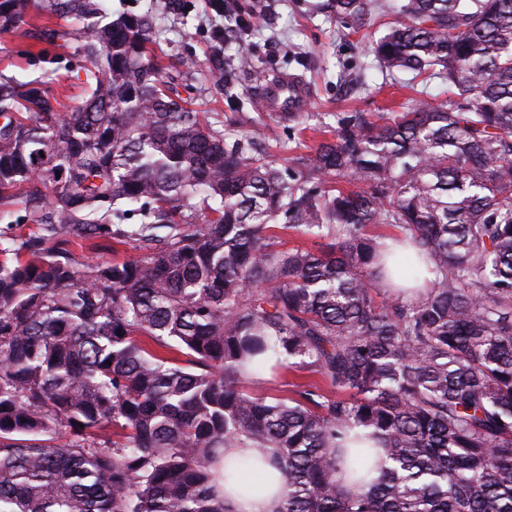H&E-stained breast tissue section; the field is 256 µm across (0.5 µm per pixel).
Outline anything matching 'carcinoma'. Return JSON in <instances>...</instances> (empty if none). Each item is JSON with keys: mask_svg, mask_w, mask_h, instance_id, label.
<instances>
[{"mask_svg": "<svg viewBox=\"0 0 512 512\" xmlns=\"http://www.w3.org/2000/svg\"><path fill=\"white\" fill-rule=\"evenodd\" d=\"M30 5L0 0V31ZM398 14L379 68L448 99L338 112L289 159L258 157L246 112L221 129L185 108L145 15L83 36L71 112L41 78L0 81V198L29 185L38 225L0 242V512H231L236 447L275 451L281 512H512V0ZM130 240L131 260L74 253ZM293 368L336 395L257 389ZM361 430L373 478V449L346 447Z\"/></svg>", "mask_w": 512, "mask_h": 512, "instance_id": "obj_1", "label": "carcinoma"}]
</instances>
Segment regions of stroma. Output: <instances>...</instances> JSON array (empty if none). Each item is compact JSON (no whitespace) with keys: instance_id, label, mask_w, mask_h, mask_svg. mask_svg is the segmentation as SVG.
I'll use <instances>...</instances> for the list:
<instances>
[{"instance_id":"stroma-1","label":"stroma","mask_w":512,"mask_h":512,"mask_svg":"<svg viewBox=\"0 0 512 512\" xmlns=\"http://www.w3.org/2000/svg\"><path fill=\"white\" fill-rule=\"evenodd\" d=\"M32 0L20 27L0 32V76L24 82L49 78L48 86L59 111L69 112L85 95L88 60L77 49L86 20L43 10ZM102 22L123 13H147L155 20L153 39L166 61L181 58L197 63L183 75L182 97L207 120L248 112L256 122L246 133L259 153L277 159L303 155L323 140L322 124L336 112H387L412 97L409 74H382L375 68L371 48L397 18L400 0H373L371 14L345 26L335 16L316 11L319 0H226L235 10L228 21L212 0H96ZM248 47L251 69L238 70L236 54ZM285 75L304 81L312 91L309 116L303 125L284 127L262 110L260 92L268 79Z\"/></svg>"}]
</instances>
